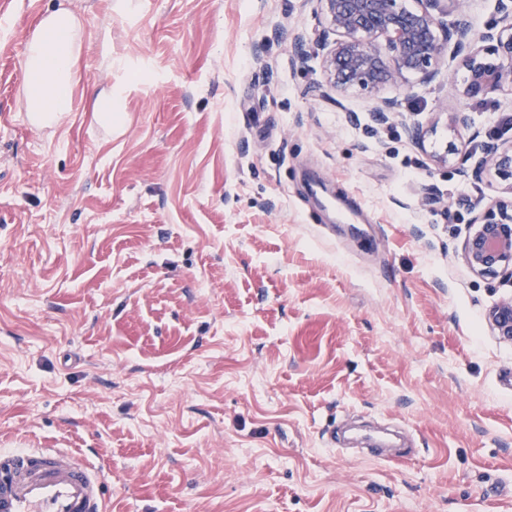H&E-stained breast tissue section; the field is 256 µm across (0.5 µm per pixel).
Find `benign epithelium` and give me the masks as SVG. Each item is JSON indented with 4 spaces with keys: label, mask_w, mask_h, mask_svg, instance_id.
Segmentation results:
<instances>
[{
    "label": "benign epithelium",
    "mask_w": 512,
    "mask_h": 512,
    "mask_svg": "<svg viewBox=\"0 0 512 512\" xmlns=\"http://www.w3.org/2000/svg\"><path fill=\"white\" fill-rule=\"evenodd\" d=\"M324 31L317 40L320 65L330 87L341 93L359 85L377 92L401 88L407 76L423 83L440 73L448 45L463 55L468 78L466 98L512 91V0H496L497 20L477 33L466 14V0H448L457 18L443 20L441 0H319ZM374 120L388 122L399 112L398 99L382 96L371 109ZM474 169L494 167L512 180V140H492L478 154ZM474 231L463 245L467 265L483 276L512 277V196L496 200L472 218ZM494 335L512 343V297L487 312Z\"/></svg>",
    "instance_id": "benign-epithelium-1"
}]
</instances>
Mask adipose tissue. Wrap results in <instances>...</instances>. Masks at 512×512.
Segmentation results:
<instances>
[{"instance_id": "adipose-tissue-1", "label": "adipose tissue", "mask_w": 512, "mask_h": 512, "mask_svg": "<svg viewBox=\"0 0 512 512\" xmlns=\"http://www.w3.org/2000/svg\"><path fill=\"white\" fill-rule=\"evenodd\" d=\"M80 22L67 8L45 17L24 46L23 105L35 121L58 123L72 109Z\"/></svg>"}]
</instances>
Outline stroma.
<instances>
[{
    "label": "stroma",
    "instance_id": "35a3bbf8",
    "mask_svg": "<svg viewBox=\"0 0 512 512\" xmlns=\"http://www.w3.org/2000/svg\"><path fill=\"white\" fill-rule=\"evenodd\" d=\"M58 2L0 0V448L79 450L109 512H512V281L461 256L512 192L467 159L512 93L464 98L451 54L381 124L326 87L317 0H68L41 128L23 48ZM356 417L413 455L329 446ZM80 22L68 8L45 17L24 46L23 105L35 121L58 123L72 109ZM487 319L494 335L512 343V297L496 302L487 312Z\"/></svg>",
    "mask_w": 512,
    "mask_h": 512
}]
</instances>
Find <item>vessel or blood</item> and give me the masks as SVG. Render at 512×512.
<instances>
[{
  "label": "vessel or blood",
  "instance_id": "b4317fda",
  "mask_svg": "<svg viewBox=\"0 0 512 512\" xmlns=\"http://www.w3.org/2000/svg\"><path fill=\"white\" fill-rule=\"evenodd\" d=\"M103 484L81 453L0 448V512H108Z\"/></svg>",
  "mask_w": 512,
  "mask_h": 512
}]
</instances>
